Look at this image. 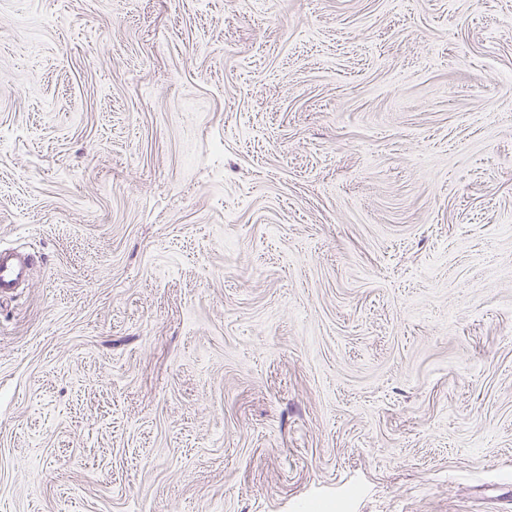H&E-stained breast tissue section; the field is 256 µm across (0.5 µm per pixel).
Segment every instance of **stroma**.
<instances>
[{"instance_id":"stroma-1","label":"stroma","mask_w":512,"mask_h":512,"mask_svg":"<svg viewBox=\"0 0 512 512\" xmlns=\"http://www.w3.org/2000/svg\"><path fill=\"white\" fill-rule=\"evenodd\" d=\"M0 512H512V0H0ZM29 255L11 247L0 246V297L13 296L32 278Z\"/></svg>"}]
</instances>
